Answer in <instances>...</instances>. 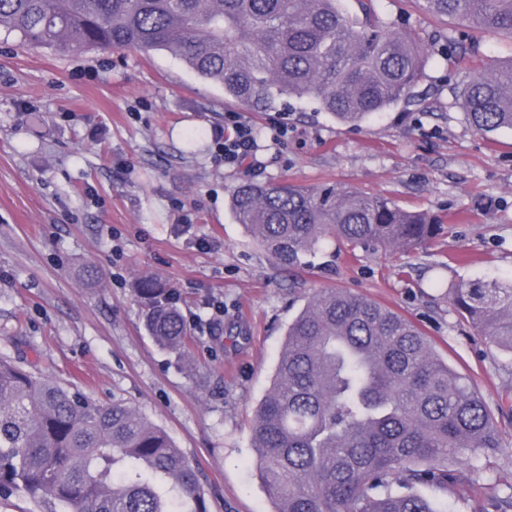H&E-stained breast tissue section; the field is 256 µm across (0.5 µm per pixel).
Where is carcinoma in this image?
<instances>
[{
  "label": "carcinoma",
  "instance_id": "1",
  "mask_svg": "<svg viewBox=\"0 0 512 512\" xmlns=\"http://www.w3.org/2000/svg\"><path fill=\"white\" fill-rule=\"evenodd\" d=\"M339 0H0V30L62 52L167 51L245 107L289 100L357 125L410 95L422 58L411 34ZM472 28L512 34V0H423ZM480 133L512 128V62L463 87ZM229 207L288 268L324 239L365 251L422 246L441 225L381 195L334 186L244 182ZM145 327L180 353L188 328L176 292L137 279ZM477 333L512 353V279L452 290ZM256 476L276 512H439L415 491L472 479L500 451L489 405L435 356L410 320L363 297L323 289L288 324L273 385L252 429ZM22 489L66 512H209L197 471L160 427L125 401L99 405L0 359V495Z\"/></svg>",
  "mask_w": 512,
  "mask_h": 512
}]
</instances>
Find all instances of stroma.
<instances>
[{
  "label": "stroma",
  "instance_id": "1",
  "mask_svg": "<svg viewBox=\"0 0 512 512\" xmlns=\"http://www.w3.org/2000/svg\"><path fill=\"white\" fill-rule=\"evenodd\" d=\"M376 10L420 44L423 78L356 126L305 101L242 108L164 51L58 53L0 33V358L97 403L135 405L198 470L209 512H275L249 468L252 419L289 322L320 289L414 321L496 409L501 450L478 460L477 477L417 493L440 512H497L512 490V355L450 298L464 280L512 278V130L478 133L459 99L474 73L512 60V34L476 30L451 50L456 19L420 0ZM238 111L257 146L228 166L213 136ZM247 179L381 194L442 229L406 251L330 240L287 268L232 218L228 199ZM88 263L92 287L78 277ZM144 273L179 294L184 356L143 328L133 284Z\"/></svg>",
  "mask_w": 512,
  "mask_h": 512
}]
</instances>
